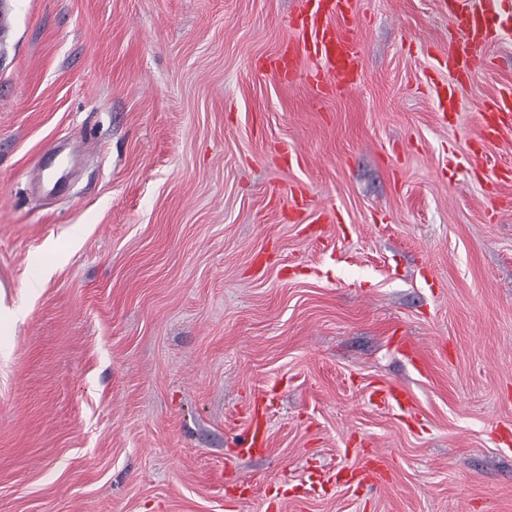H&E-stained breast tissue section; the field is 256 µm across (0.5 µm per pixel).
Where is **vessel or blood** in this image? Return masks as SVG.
Masks as SVG:
<instances>
[{
  "label": "vessel or blood",
  "instance_id": "b4317fda",
  "mask_svg": "<svg viewBox=\"0 0 512 512\" xmlns=\"http://www.w3.org/2000/svg\"><path fill=\"white\" fill-rule=\"evenodd\" d=\"M512 0H442L441 9L452 27L446 65L454 83L437 93L441 112L458 109L457 87L469 82L490 63L488 47L503 25L504 7ZM354 0H303L293 21L295 38L281 55L269 62L270 71L283 82H293L296 61L307 56L320 62L318 71L309 73L313 89L322 90L324 75H332L338 88L352 90L363 74V57L358 47L359 21ZM512 129V87L503 88L486 102L484 130L492 136ZM371 398L380 407H411V397L398 387L374 389ZM266 427L262 412H255L243 432L241 451L250 454L265 448Z\"/></svg>",
  "mask_w": 512,
  "mask_h": 512
}]
</instances>
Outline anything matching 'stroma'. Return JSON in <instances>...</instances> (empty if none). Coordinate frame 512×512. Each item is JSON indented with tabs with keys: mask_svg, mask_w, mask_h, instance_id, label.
Masks as SVG:
<instances>
[{
	"mask_svg": "<svg viewBox=\"0 0 512 512\" xmlns=\"http://www.w3.org/2000/svg\"><path fill=\"white\" fill-rule=\"evenodd\" d=\"M300 4L15 0L0 512H512V134L480 138L512 32L449 122L438 0H355L364 77L326 94L264 69ZM371 399L378 407L398 406L400 409L412 411L410 395L398 387L376 388L371 393ZM266 446L265 417L259 410L255 412L251 421L243 432L241 452L251 454Z\"/></svg>",
	"mask_w": 512,
	"mask_h": 512,
	"instance_id": "obj_1",
	"label": "stroma"
}]
</instances>
